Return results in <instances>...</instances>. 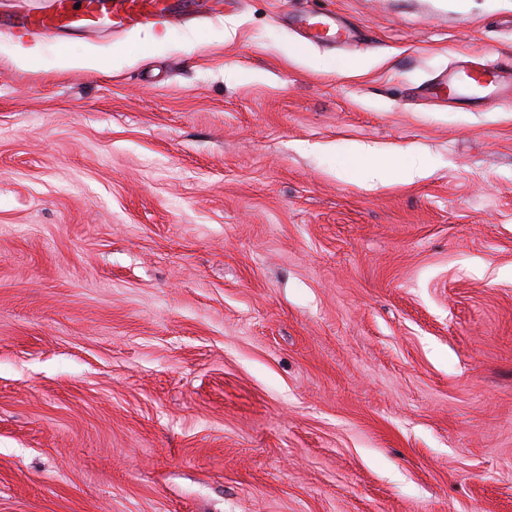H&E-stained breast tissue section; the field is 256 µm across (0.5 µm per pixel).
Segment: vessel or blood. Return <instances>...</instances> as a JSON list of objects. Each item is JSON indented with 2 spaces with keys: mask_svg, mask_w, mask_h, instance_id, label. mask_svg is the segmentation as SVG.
Returning a JSON list of instances; mask_svg holds the SVG:
<instances>
[{
  "mask_svg": "<svg viewBox=\"0 0 512 512\" xmlns=\"http://www.w3.org/2000/svg\"><path fill=\"white\" fill-rule=\"evenodd\" d=\"M175 0H47L44 7L19 14V27L32 34L64 33L106 26L115 32L160 27L178 19ZM305 38L317 41L333 36L347 39L350 31L327 13L301 17ZM473 88L479 99H499L512 94V63L507 65L469 62L435 85L449 100L460 99L461 91Z\"/></svg>",
  "mask_w": 512,
  "mask_h": 512,
  "instance_id": "vessel-or-blood-1",
  "label": "vessel or blood"
}]
</instances>
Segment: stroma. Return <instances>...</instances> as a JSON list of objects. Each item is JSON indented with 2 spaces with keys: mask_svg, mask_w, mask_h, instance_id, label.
<instances>
[{
  "mask_svg": "<svg viewBox=\"0 0 512 512\" xmlns=\"http://www.w3.org/2000/svg\"><path fill=\"white\" fill-rule=\"evenodd\" d=\"M166 34L0 25V512H512V0ZM300 29L304 37L312 40H323L330 37L339 39H350V31L331 14L320 13L301 17L299 20ZM465 66L446 76L441 82L433 86V94L438 96L440 92L448 89V100H497L501 96L512 93V62L503 65L482 62H466ZM509 72L508 79L507 74ZM461 88H473L479 91L478 95L465 97L460 93Z\"/></svg>",
  "mask_w": 512,
  "mask_h": 512,
  "instance_id": "obj_1",
  "label": "stroma"
}]
</instances>
